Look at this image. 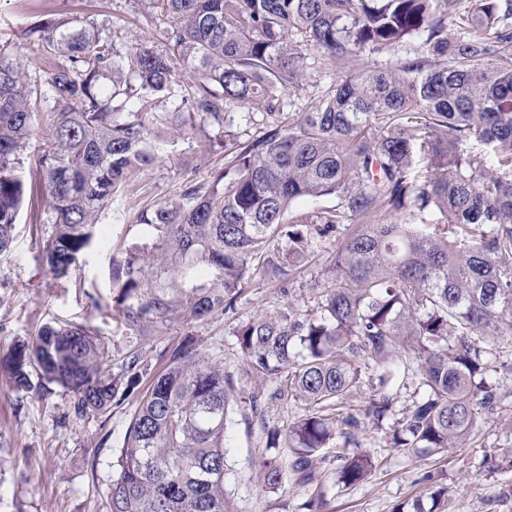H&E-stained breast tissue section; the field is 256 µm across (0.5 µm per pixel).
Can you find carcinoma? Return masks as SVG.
<instances>
[{
	"label": "carcinoma",
	"instance_id": "carcinoma-1",
	"mask_svg": "<svg viewBox=\"0 0 512 512\" xmlns=\"http://www.w3.org/2000/svg\"><path fill=\"white\" fill-rule=\"evenodd\" d=\"M135 3L165 18L164 49L122 51L109 19L68 12L36 15L16 39H0V254L42 185L44 265L69 278L102 209L157 162L150 127L187 141L201 119L224 126L233 107L275 112L303 90L306 49L336 67L423 34L434 65L417 57L348 73L294 123L231 145L207 182L139 210L135 223L155 235L128 245L112 283L136 323L191 321L234 307L256 274L286 280L315 237L345 224L315 312L286 308L233 331L250 377L303 410L283 432L251 395L267 448L282 438L289 448L286 460L263 457L265 487L290 479L319 487L330 470L345 489L366 480L377 458L324 449L343 430L392 413L398 373L423 395L388 447L441 453L465 441L500 402L485 377L497 347L484 337L512 334V33L500 29L512 0H472L462 39L448 36L457 0ZM23 41L36 48L33 71ZM44 120L53 142L26 172L20 155ZM470 140L482 149L466 148ZM324 196L338 203L287 219L298 201ZM377 212L388 220L358 223ZM103 358L95 327L47 325L0 369L20 392L37 368L84 416L136 386L134 375L103 374ZM365 387L360 412L352 399ZM237 396L224 367L198 358L189 340L175 347L131 416L107 512H236L224 476Z\"/></svg>",
	"mask_w": 512,
	"mask_h": 512
}]
</instances>
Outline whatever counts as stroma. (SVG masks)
Here are the masks:
<instances>
[{
	"instance_id": "1",
	"label": "stroma",
	"mask_w": 512,
	"mask_h": 512,
	"mask_svg": "<svg viewBox=\"0 0 512 512\" xmlns=\"http://www.w3.org/2000/svg\"><path fill=\"white\" fill-rule=\"evenodd\" d=\"M59 9L111 15L119 42L142 39L159 49L165 46L162 18L134 9L133 0H51L44 7L48 13ZM425 55L422 37L414 36L379 52L361 53L342 70L321 63L313 49L303 91L285 97L280 112L271 114L258 105L235 107L225 113L223 128L205 127L192 143L174 145L160 138L158 163L135 190L114 197L98 216V232L108 237V245H93L81 269L67 280L46 274L39 257L42 227L32 213L23 214L10 251L0 255V354L32 340L45 325L88 323L98 329L105 345L103 371L117 378L135 371L147 384L162 370L169 352L192 339L202 356L223 364L233 375L242 397V414L228 432L226 457L225 490L237 512H297L313 488L289 481L273 492L258 477L266 436L244 413L248 397L260 384L247 376L233 330L286 306L302 314L312 310L314 293L325 284L323 272L334 262L336 247L347 232L345 225L315 239L309 261L291 272L287 282L257 280L234 308L191 322L158 318L132 326L114 302L112 265L123 260L130 243L151 241L152 232L135 221L141 207L208 180L220 159L210 140L226 137L244 143L259 138L313 108L342 71L391 70L404 59ZM487 379L502 395L499 406L467 442L447 454L410 457L388 448L393 425L389 419L379 426L369 422L360 427L347 452L373 455L383 465L354 487L325 485L328 512H395L399 507L408 510L418 499L435 512H512V494L506 488L512 480L507 468L512 461V361L492 364ZM137 404L138 396L132 393L106 413L80 417L74 413L70 392L40 373H32L31 387L24 392L14 391L8 377L0 374V512H106L114 465ZM488 457L503 465L502 473L487 472ZM426 472L447 487L444 503H436L433 487L421 482Z\"/></svg>"
}]
</instances>
